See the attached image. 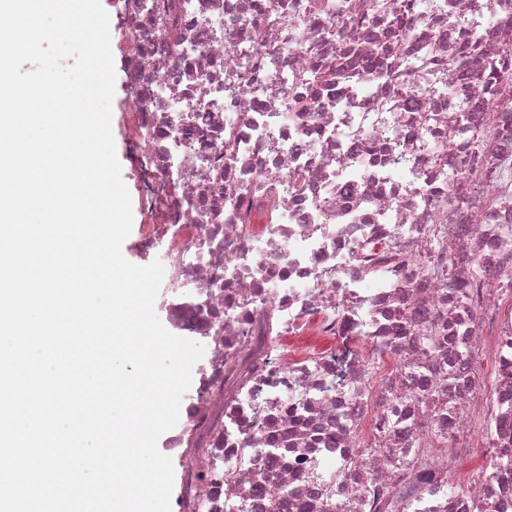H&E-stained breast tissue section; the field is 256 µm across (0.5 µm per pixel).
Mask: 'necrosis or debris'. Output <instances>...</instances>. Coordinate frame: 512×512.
<instances>
[{"label": "necrosis or debris", "instance_id": "necrosis-or-debris-1", "mask_svg": "<svg viewBox=\"0 0 512 512\" xmlns=\"http://www.w3.org/2000/svg\"><path fill=\"white\" fill-rule=\"evenodd\" d=\"M371 3L122 0L176 512H512V0Z\"/></svg>", "mask_w": 512, "mask_h": 512}]
</instances>
